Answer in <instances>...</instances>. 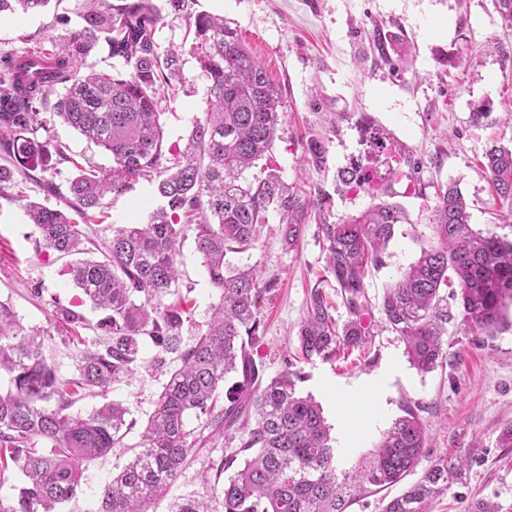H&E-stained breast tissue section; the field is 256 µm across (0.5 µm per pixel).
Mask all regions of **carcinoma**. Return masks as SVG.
<instances>
[{
    "label": "carcinoma",
    "instance_id": "cac0c4a2",
    "mask_svg": "<svg viewBox=\"0 0 512 512\" xmlns=\"http://www.w3.org/2000/svg\"><path fill=\"white\" fill-rule=\"evenodd\" d=\"M49 2L0 0V13L37 11ZM492 2L502 29L511 34L512 0ZM80 19L64 40L30 50L53 64L35 70L11 57L0 68V198L23 203L37 227L39 248L76 257L72 281L105 313L99 326L106 340L98 349L85 345L77 334L84 316L55 308L54 320L82 346L76 376L63 380L44 352L48 332L24 328L12 306L0 301V372L11 383L0 393V483L11 467L23 475L13 498L0 500V512H59L75 498L90 463L126 447L136 421L122 403L106 402L86 418L67 410L81 393L136 373L143 340L155 349L145 372L167 378L130 448L133 456L105 485L97 512H152L191 457L219 441L238 446L208 463L199 474L202 492L180 499L171 512H216L217 499L224 512H350L367 495L402 482L430 456L426 427L413 409L403 407L354 470L339 474L320 406L296 393V363L327 361L340 350L368 344L364 281L370 268L383 265L396 226L409 223L406 211L380 201L338 224L319 225L326 270L351 318L338 325L324 292L312 290L298 329V355L264 379L251 347L260 339L262 302L272 284L251 268L232 267L227 254L251 247L272 212L282 218L285 244H294L299 233L302 206L295 190L273 172L255 186L244 178L255 162L269 157L282 108L279 88L251 57L238 29L216 15H188L191 50L209 81L210 104L185 147L165 151L157 90L179 76L181 59L158 51L162 13L152 0H85ZM102 43L123 68L82 74ZM56 85L66 91L50 112L47 99ZM56 118L104 148L112 166H83L54 144L50 128ZM64 163L76 169L65 195L72 213L22 195L19 176L49 196L57 194L44 174ZM483 166L496 194L512 201V146H491ZM153 175L164 205L143 224H112L108 237L91 240L88 228L103 223L105 197ZM339 179L374 192L356 167ZM435 196L433 244L421 248L382 301L389 328L421 373L446 359L448 297L458 301L464 321L489 335L512 304V241L470 224L456 184L438 186ZM189 233L220 299L205 330L186 347L180 336L185 301L170 302L168 296ZM232 375L240 380L226 391ZM190 411L204 418L196 434L185 426ZM461 472L462 464L446 457L430 462L383 512H426Z\"/></svg>",
    "mask_w": 512,
    "mask_h": 512
}]
</instances>
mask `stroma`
<instances>
[{"instance_id": "1", "label": "stroma", "mask_w": 512, "mask_h": 512, "mask_svg": "<svg viewBox=\"0 0 512 512\" xmlns=\"http://www.w3.org/2000/svg\"><path fill=\"white\" fill-rule=\"evenodd\" d=\"M83 0H50L39 12L0 14V59L39 41L63 37L80 26ZM190 12L223 16L237 27L251 55L279 88L282 109L272 148L273 170L294 186L305 204L299 234L285 245L278 216L253 247L232 254L253 267L273 289L262 303L263 337L253 349L265 377L277 375L296 345L309 293L323 289L338 322L350 314L325 269L321 221L339 223L372 204L371 195L343 185L337 174L353 165L380 166L395 156L399 174L386 178L392 199L409 223L399 225L383 267L370 271V343L333 361L301 363L300 396L312 397L335 439L336 464L347 470L371 449L410 406L426 426L432 456L462 462L464 476L428 512H473L490 503L512 512V448L499 445L512 428V328L494 335L464 322L449 302L447 357L423 374L408 361L403 343L387 329L381 302L385 288L416 260L432 234L434 187L457 182L474 228L512 239V205L492 191L481 166L493 143H512V35L504 33L491 0H191ZM160 54L178 53L182 78L159 98L166 114L165 146L183 147L196 121L205 117L209 82L191 50L183 18L167 13L156 32ZM486 116L473 121L472 112ZM51 136L79 160L108 167L110 155L63 121ZM326 147L315 163L310 140ZM107 224H141L159 205L153 181L142 179L107 198ZM107 224L96 225L105 236ZM37 232L20 203L0 199V301H10L24 327L48 328L54 305L84 314L82 335L101 342L93 310L67 274L69 258L37 249ZM175 284L193 306L181 335L191 344L204 329L218 291L209 281L193 239H185ZM162 377L138 374L113 389L138 423H145ZM124 448L112 449L85 470L76 499L62 512H96L101 492L126 463Z\"/></svg>"}]
</instances>
